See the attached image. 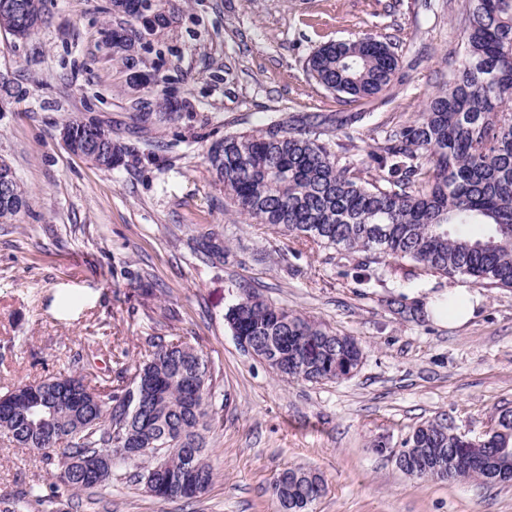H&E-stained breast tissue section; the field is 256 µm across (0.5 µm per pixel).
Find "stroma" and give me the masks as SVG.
I'll use <instances>...</instances> for the list:
<instances>
[{"mask_svg": "<svg viewBox=\"0 0 512 512\" xmlns=\"http://www.w3.org/2000/svg\"><path fill=\"white\" fill-rule=\"evenodd\" d=\"M464 0H165L167 28L126 58L105 33L127 25L110 0H46L29 38L0 32V76L23 97L0 96V159L30 195L0 224V393L66 371L87 355L99 381L114 357L145 356L151 338L206 354L224 407L206 435L216 478L192 503L113 481L97 512H279L280 471H319L313 512H512V485L420 480L393 452L418 425L447 416L481 437L512 408V290L480 289L466 324L441 325L425 306L465 276L411 280L280 237L235 212L207 160L212 142L266 126L271 116L363 112L359 131L328 130L346 160L418 118L463 50ZM366 33L393 43L400 85L346 102L315 83L305 62L319 46ZM177 104L174 121L141 125L135 109ZM94 119L127 149L104 172L71 154L58 129ZM224 235L223 260L203 259L201 232ZM356 338L350 378L290 383L238 345L226 319L242 288ZM386 452H378L377 442ZM38 463L0 442V492L34 481Z\"/></svg>", "mask_w": 512, "mask_h": 512, "instance_id": "stroma-1", "label": "stroma"}]
</instances>
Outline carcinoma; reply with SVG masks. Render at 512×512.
Returning <instances> with one entry per match:
<instances>
[{
  "mask_svg": "<svg viewBox=\"0 0 512 512\" xmlns=\"http://www.w3.org/2000/svg\"><path fill=\"white\" fill-rule=\"evenodd\" d=\"M25 12L46 21L45 0H19ZM142 39L137 28L112 30V49L127 53ZM400 57L377 34L331 41L307 58L308 75L325 90L353 101L391 89ZM141 112L137 119L167 121L173 106ZM112 162L126 148L109 137L100 143ZM211 170L230 203L258 224L295 243L300 240L357 256L360 267L388 266L405 279L423 273L467 276L482 288L512 289V0H468L464 50L453 77L438 85L419 118L401 124L370 147L368 161L335 154L317 133L277 121L249 133L230 134L211 145ZM0 193V224H10L28 207L29 193L15 175ZM236 336L272 339L278 362L265 363L290 382L338 381L357 369L363 352L352 336L276 306L244 291L229 307ZM146 358L129 367L120 356L109 384H102L71 359V370L36 387L48 392L55 414L53 439L25 424L26 404L15 398L0 411V438L26 450L51 476L45 495L33 483L0 496V512H76L112 487L118 471L145 493L166 499L147 480L150 458L158 455L167 473L210 487L215 472L205 433L216 415L218 392L208 356L194 345L171 340L149 343ZM199 371L202 409L187 404L183 375ZM499 431L475 446L446 418L416 427L403 454L423 461L418 479H448L482 486L512 483V410L498 415ZM110 458L95 480L75 470L61 478L70 461ZM288 512H308L304 501L318 493L316 471L286 468Z\"/></svg>",
  "mask_w": 512,
  "mask_h": 512,
  "instance_id": "obj_1",
  "label": "carcinoma"
}]
</instances>
